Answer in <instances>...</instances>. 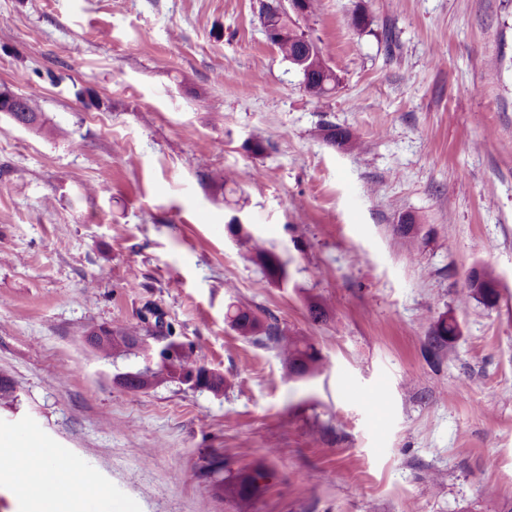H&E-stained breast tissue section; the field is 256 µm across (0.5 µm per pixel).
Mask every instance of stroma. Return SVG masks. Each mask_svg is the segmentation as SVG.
<instances>
[{"label": "stroma", "mask_w": 512, "mask_h": 512, "mask_svg": "<svg viewBox=\"0 0 512 512\" xmlns=\"http://www.w3.org/2000/svg\"><path fill=\"white\" fill-rule=\"evenodd\" d=\"M260 7L0 0V88L46 125L0 113V375L21 396L0 406V455L22 458L26 433L69 462L57 512H507L512 0H320L298 22L340 76L319 98ZM235 216L287 284L263 277ZM482 269L499 301L461 303ZM231 304L305 338L321 371L289 377L230 328ZM443 316L459 334L432 355ZM158 322L223 392L127 390L129 359L85 341ZM258 465L248 506L216 491ZM18 105H21L22 112H16ZM5 109L15 123L23 124L26 127L43 128L41 113L38 112L35 103L31 99L18 95L7 88L0 90V112Z\"/></svg>", "instance_id": "35a3bbf8"}]
</instances>
